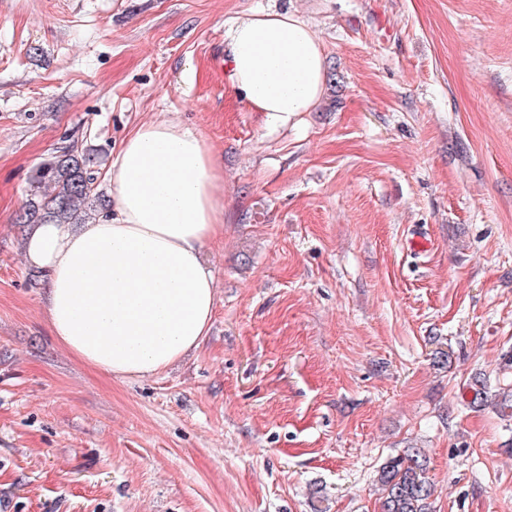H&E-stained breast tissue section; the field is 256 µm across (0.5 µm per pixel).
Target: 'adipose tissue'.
<instances>
[{
	"label": "adipose tissue",
	"mask_w": 512,
	"mask_h": 512,
	"mask_svg": "<svg viewBox=\"0 0 512 512\" xmlns=\"http://www.w3.org/2000/svg\"><path fill=\"white\" fill-rule=\"evenodd\" d=\"M231 89L287 126L321 100L325 55L293 10L258 11L227 31ZM112 206L84 224H37L27 263L46 275L54 336L118 378L155 375L199 347L216 302L200 249L224 234V184L203 137L173 121L141 124L106 171Z\"/></svg>",
	"instance_id": "ef3b65f1"
}]
</instances>
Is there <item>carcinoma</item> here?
<instances>
[{"instance_id":"carcinoma-1","label":"carcinoma","mask_w":512,"mask_h":512,"mask_svg":"<svg viewBox=\"0 0 512 512\" xmlns=\"http://www.w3.org/2000/svg\"><path fill=\"white\" fill-rule=\"evenodd\" d=\"M90 159L70 147L38 169L30 198L17 224H83L109 207L98 191ZM468 405L480 407L491 397L485 379L476 376L463 387ZM427 460L418 448L388 458L379 471L383 512H431L433 485Z\"/></svg>"}]
</instances>
